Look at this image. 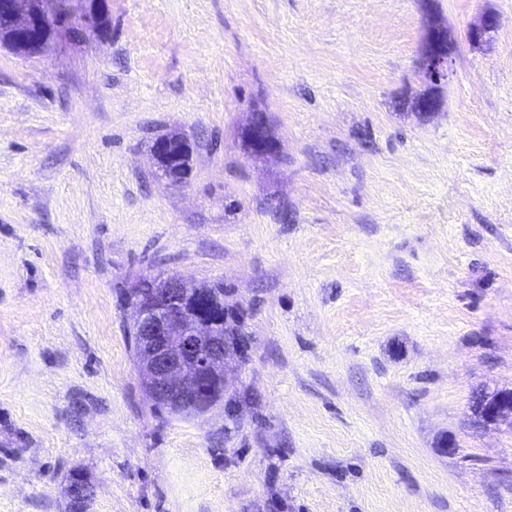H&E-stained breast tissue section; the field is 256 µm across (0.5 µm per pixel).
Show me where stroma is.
Masks as SVG:
<instances>
[{
	"mask_svg": "<svg viewBox=\"0 0 512 512\" xmlns=\"http://www.w3.org/2000/svg\"><path fill=\"white\" fill-rule=\"evenodd\" d=\"M103 2L0 47V512H67L76 471L87 512H512V427L474 411L512 391V0ZM146 275L231 287L239 417L155 412L119 297ZM499 18L492 12H485L467 31V39L473 45H482L486 43L490 33L497 29ZM446 32L448 34V56L436 57L425 72V77L428 80H432L435 84L441 83L442 80L449 78L450 74L453 73L452 39L450 33L447 30ZM153 157L158 163L163 157H169L175 160L173 167L167 160L159 162L160 168L165 172L168 167L171 168L165 173V177L174 184H181L185 182L188 175L187 166L182 164L181 161L190 158L189 144L178 135H171L160 140L153 149Z\"/></svg>",
	"mask_w": 512,
	"mask_h": 512,
	"instance_id": "1",
	"label": "stroma"
}]
</instances>
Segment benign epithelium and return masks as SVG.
Listing matches in <instances>:
<instances>
[{"instance_id": "benign-epithelium-1", "label": "benign epithelium", "mask_w": 512, "mask_h": 512, "mask_svg": "<svg viewBox=\"0 0 512 512\" xmlns=\"http://www.w3.org/2000/svg\"><path fill=\"white\" fill-rule=\"evenodd\" d=\"M97 4L98 0H0V25L11 30L13 41L38 49L46 38L45 15L77 17L83 26L97 30ZM498 25V16L487 11L468 29L467 39L481 45ZM452 65L450 55L436 58L425 77L438 84L453 73ZM153 157L175 160L165 177L174 184L185 182L188 170L182 161L190 158V147L183 138H163L154 147ZM163 283L148 297L138 294L140 284L132 285L137 297L129 302L132 319L128 329L134 336L142 385L154 406L172 415L203 417L222 408L227 366L243 345L224 342L222 314L201 285L176 275ZM476 411L487 423L512 426V402L498 397L490 404L485 397L477 402Z\"/></svg>"}]
</instances>
